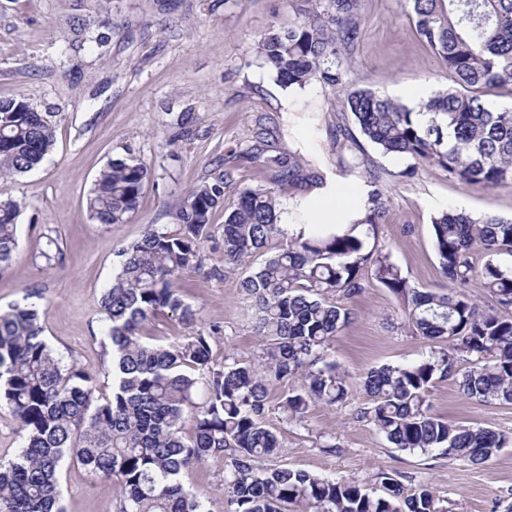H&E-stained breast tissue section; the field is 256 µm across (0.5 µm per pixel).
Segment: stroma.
<instances>
[{
    "instance_id": "obj_1",
    "label": "stroma",
    "mask_w": 512,
    "mask_h": 512,
    "mask_svg": "<svg viewBox=\"0 0 512 512\" xmlns=\"http://www.w3.org/2000/svg\"><path fill=\"white\" fill-rule=\"evenodd\" d=\"M296 0H0V99L29 102L50 112L57 125L52 151L34 170L0 176V198L17 200L19 251L0 272V308L32 302L47 309L44 333L63 365L97 374L99 391L110 394L108 349L101 297L117 271V253L137 240L146 225L175 231L174 209L208 175L230 173L224 205L212 216V235L199 246L200 265L182 275L186 303L197 310L194 328L220 327L214 362L225 354L253 356L259 340L239 288L241 273L221 271L224 210L242 187L273 188L287 209L288 224H309L310 197L332 189L370 195L383 185L386 217L378 241L411 285L448 288L435 253L431 218L464 207L475 218H512V187L474 190L435 166L404 176L408 162L381 154L368 141L373 174L349 172L333 142L337 127L351 128L331 87L314 81L301 90L282 87L261 66L256 49L274 28L296 17ZM92 23L83 34L73 15ZM358 88L388 95L395 86L431 83L447 89L453 77L429 51L399 0H363L360 36L345 65ZM258 145L259 157L241 154ZM298 154L320 182L305 191L277 184L264 157ZM113 158L146 164L151 175L134 214L122 224L92 220L87 199L104 165ZM55 239L60 261L40 252ZM352 315L327 357L348 376L345 405L312 407L307 428L286 425L278 408L267 424L280 432L279 464L330 479L354 478L378 488L379 471L400 475L404 485H432L448 512H506L512 505V444L486 463L451 461L440 452L394 448L356 413L368 402L361 378L383 364L428 356L430 342L413 336L403 308L378 283L347 299ZM191 328V329H194ZM172 313L146 324L145 335L167 341L189 335ZM434 414L467 425L512 433V405L466 399L454 380L436 383ZM333 449L323 450L325 439ZM184 484L207 500L210 512H225L222 466L191 469ZM65 512H117L118 485L84 467L64 462L60 479Z\"/></svg>"
}]
</instances>
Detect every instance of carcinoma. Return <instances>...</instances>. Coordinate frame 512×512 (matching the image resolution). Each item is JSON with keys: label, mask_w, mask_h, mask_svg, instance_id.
Returning a JSON list of instances; mask_svg holds the SVG:
<instances>
[{"label": "carcinoma", "mask_w": 512, "mask_h": 512, "mask_svg": "<svg viewBox=\"0 0 512 512\" xmlns=\"http://www.w3.org/2000/svg\"><path fill=\"white\" fill-rule=\"evenodd\" d=\"M421 39L455 79L417 112L366 89L346 85L343 58L359 34L362 0H304L297 20L258 44L262 63L284 87L317 80L338 93L341 111L382 153L411 161L404 170L436 166L467 187L512 186V111H498L483 90L512 85V0H404ZM56 123L28 102L0 99V175L32 170L51 151ZM356 141L336 140L348 169L369 165ZM278 182H305L299 156H271ZM148 167L114 159L87 200L91 219L122 224L134 213ZM225 174L195 185L176 208L178 230L149 225L118 252V271L102 294L104 343L112 351V393L98 395L96 376L65 367L44 336L46 310H0V403L18 422L20 448L0 459V512H64L59 474L65 458L116 480L118 512H208L182 477L209 460L223 465L226 512H447L431 486L405 490L398 477L377 474L376 493L354 479H326L273 463L279 436L265 424L270 392L288 424L304 427L311 407H339L348 376L324 353L351 318L341 303L363 292L365 271L401 303L412 334L438 343L428 358L384 364L362 377L368 406L356 419L396 448L473 464L489 461L512 435L449 421L430 411L435 382L453 378L465 398L512 404V219L477 220L463 209L431 219L442 274L456 290H420L378 242L385 192L375 189L363 218L346 231L288 234L272 189L245 187L224 212V267L237 266L281 239L277 252L240 281L261 338L257 354L233 353L215 363L220 329L192 332L168 345L141 334L167 311L186 325L197 311L183 301L178 279L196 264L224 204ZM20 204L0 199V270L18 248ZM365 228L364 235L356 230ZM478 280L499 310L483 309L464 288Z\"/></svg>", "instance_id": "obj_1"}]
</instances>
